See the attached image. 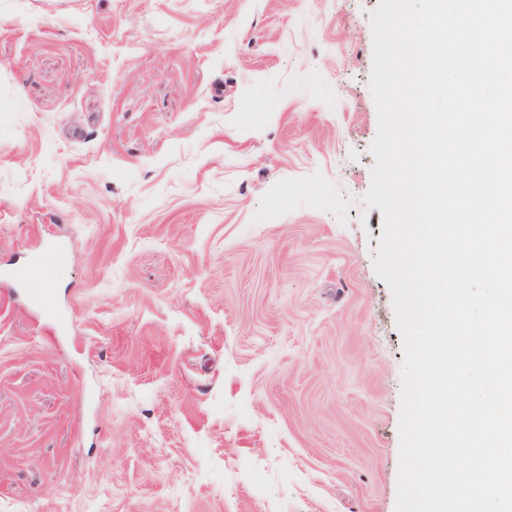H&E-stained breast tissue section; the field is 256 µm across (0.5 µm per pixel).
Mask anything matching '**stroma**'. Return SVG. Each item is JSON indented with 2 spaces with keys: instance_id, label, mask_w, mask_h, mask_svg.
Instances as JSON below:
<instances>
[{
  "instance_id": "1",
  "label": "stroma",
  "mask_w": 512,
  "mask_h": 512,
  "mask_svg": "<svg viewBox=\"0 0 512 512\" xmlns=\"http://www.w3.org/2000/svg\"><path fill=\"white\" fill-rule=\"evenodd\" d=\"M379 3L0 0V512H395ZM66 251L55 248L47 251L40 259L31 264L13 269L10 274L18 280L37 279L42 283H49L53 279L56 266L65 259Z\"/></svg>"
}]
</instances>
